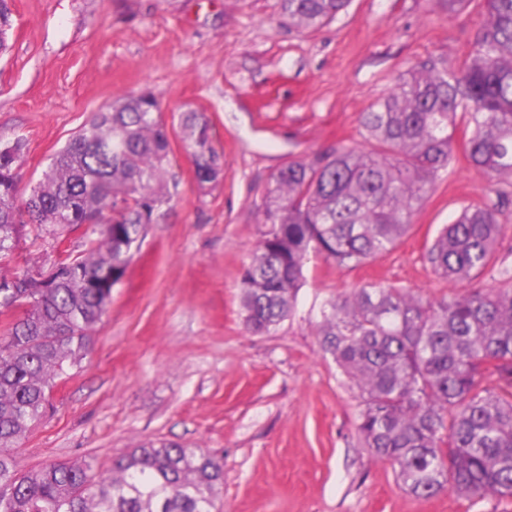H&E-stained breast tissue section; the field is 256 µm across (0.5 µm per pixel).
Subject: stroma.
Wrapping results in <instances>:
<instances>
[{
    "instance_id": "stroma-1",
    "label": "stroma",
    "mask_w": 512,
    "mask_h": 512,
    "mask_svg": "<svg viewBox=\"0 0 512 512\" xmlns=\"http://www.w3.org/2000/svg\"><path fill=\"white\" fill-rule=\"evenodd\" d=\"M0 54V147L22 142L20 198L103 105L152 92L170 133L178 194L135 251L86 350L50 408L15 445L19 473L113 457L150 442L222 459L223 512H512L495 497L407 495L357 430L360 391L325 354L322 305L369 285L423 299L463 292L423 255L467 205L497 208V256L512 265V195L452 161L393 251L356 269L314 260L274 331L244 324L240 278L262 230L269 178L289 162L365 144L362 112L419 60H461L482 16L447 0H352L328 25L289 24L279 0H10ZM204 112L224 178L200 187L179 127ZM100 238L83 224L63 244L23 229L0 273L49 268Z\"/></svg>"
}]
</instances>
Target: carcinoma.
Returning a JSON list of instances; mask_svg holds the SVG:
<instances>
[{
    "label": "carcinoma",
    "instance_id": "1",
    "mask_svg": "<svg viewBox=\"0 0 512 512\" xmlns=\"http://www.w3.org/2000/svg\"><path fill=\"white\" fill-rule=\"evenodd\" d=\"M288 21L315 31L350 0H279ZM482 23L461 64L429 56L361 115L367 148L292 161L266 190L264 227L241 277L246 327L269 333L292 311L310 258L358 268L392 251L454 159L459 124L465 160L512 187V0H483ZM11 27L0 0V53ZM180 127L200 186L224 177L203 112ZM20 146L0 154V254L28 223L58 239L76 224L101 238L84 256L56 261L58 282L26 270L0 275V315H24L0 336V512H221L224 466L200 448L151 442L107 466L48 464L20 476L12 446L46 409L64 363L85 348L147 226L176 193L170 141L150 92L95 113L53 156L18 205ZM496 208L468 205L424 254L437 277L493 286L424 301L370 286L327 301L322 350L361 391L358 432L390 463L403 489L429 499L450 489L475 505L512 498V265L498 261Z\"/></svg>",
    "mask_w": 512,
    "mask_h": 512
}]
</instances>
